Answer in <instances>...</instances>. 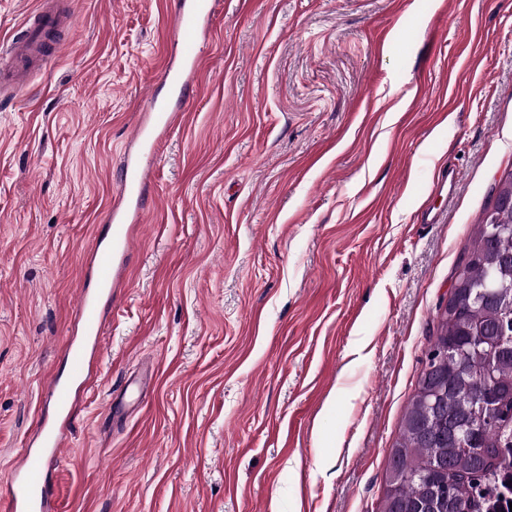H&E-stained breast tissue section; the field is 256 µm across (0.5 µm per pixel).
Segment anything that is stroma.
Returning a JSON list of instances; mask_svg holds the SVG:
<instances>
[{
	"label": "stroma",
	"instance_id": "35a3bbf8",
	"mask_svg": "<svg viewBox=\"0 0 512 512\" xmlns=\"http://www.w3.org/2000/svg\"><path fill=\"white\" fill-rule=\"evenodd\" d=\"M71 3L62 58L0 102V500L169 95L172 0ZM201 48L53 512H382L433 320L512 171V0H215Z\"/></svg>",
	"mask_w": 512,
	"mask_h": 512
}]
</instances>
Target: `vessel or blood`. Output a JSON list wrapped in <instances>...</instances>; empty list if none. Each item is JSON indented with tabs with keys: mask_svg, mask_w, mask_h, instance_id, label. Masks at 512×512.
I'll return each instance as SVG.
<instances>
[{
	"mask_svg": "<svg viewBox=\"0 0 512 512\" xmlns=\"http://www.w3.org/2000/svg\"><path fill=\"white\" fill-rule=\"evenodd\" d=\"M212 13V0H180L170 34L178 61L164 72L173 95L169 101L150 103L149 124L135 131L138 156L122 168L117 203L106 217L104 233L96 236L89 247L88 271L78 290L80 335L68 339L63 348L66 374L48 380L54 416L15 461L6 512H52L48 474L67 446L75 400L86 390L92 357L102 347L104 305L111 300L112 288L123 272V259L132 249L133 220L146 207L155 155L154 135L171 129L180 116L186 93L202 69L200 43ZM73 22L68 0H39L23 30L5 43L7 56L0 60L1 100L27 91L46 64L61 55L65 44L58 34L71 28Z\"/></svg>",
	"mask_w": 512,
	"mask_h": 512,
	"instance_id": "1",
	"label": "vessel or blood"
}]
</instances>
